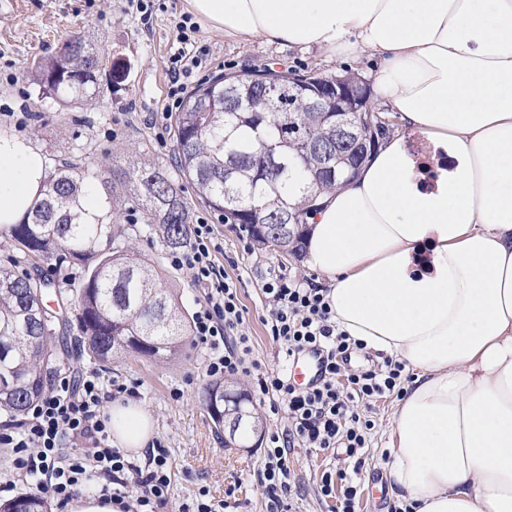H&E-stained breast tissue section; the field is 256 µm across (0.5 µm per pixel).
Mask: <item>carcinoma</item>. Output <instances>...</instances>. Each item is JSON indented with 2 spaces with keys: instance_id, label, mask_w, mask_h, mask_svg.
Returning <instances> with one entry per match:
<instances>
[{
  "instance_id": "1",
  "label": "carcinoma",
  "mask_w": 512,
  "mask_h": 512,
  "mask_svg": "<svg viewBox=\"0 0 512 512\" xmlns=\"http://www.w3.org/2000/svg\"><path fill=\"white\" fill-rule=\"evenodd\" d=\"M95 74L113 70L110 59L82 39L66 41L58 53L39 61L32 70L44 93L54 96L64 109L93 100L96 85L83 71ZM53 73L71 79L47 81ZM294 73L282 74L279 85L258 83L242 87V104L225 90V75L187 92L180 111L172 115L176 168L191 183L196 195L220 213L226 224L250 231L259 246L268 248L282 220L293 214L298 223L281 246L291 255L302 250L303 224L314 211L310 198L355 176L369 153L350 146L338 147L335 161L341 178H317L316 148L336 141V113L318 121L299 110L297 99L309 90L293 82ZM234 170L232 191H226L224 170ZM94 182L70 162L45 178L43 197L36 200L29 218L19 224H0V230L21 246L27 257L51 259L60 253L81 269L72 293L59 292L58 306L75 308L80 345L84 354L109 362L134 352L154 358L178 354L190 336L191 323L180 304L162 288L151 261L120 245L112 224V200L140 209L146 221L158 228L163 245L177 249L190 234L187 202L172 177L151 161L140 160L108 171L94 184L101 187L103 209L80 218V197ZM0 266V413L24 415L43 394L49 376L64 360L58 347V315L46 310L43 297L59 281ZM249 398L240 391L224 390L215 381L204 388L203 405L216 431L224 430V407L243 408ZM246 424L224 440L225 447L244 442L261 430V419L249 407ZM0 512H50L39 494L25 493L0 503Z\"/></svg>"
}]
</instances>
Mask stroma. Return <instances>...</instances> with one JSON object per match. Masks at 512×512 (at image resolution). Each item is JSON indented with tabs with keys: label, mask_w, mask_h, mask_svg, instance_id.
Segmentation results:
<instances>
[{
	"label": "stroma",
	"mask_w": 512,
	"mask_h": 512,
	"mask_svg": "<svg viewBox=\"0 0 512 512\" xmlns=\"http://www.w3.org/2000/svg\"><path fill=\"white\" fill-rule=\"evenodd\" d=\"M153 25L144 28L139 13L127 0H0V132L21 137L40 153L47 169L72 161L102 172L112 167L148 159L174 168L175 142L170 128L168 59L177 51V24L187 15L186 0H148ZM81 34L112 62L125 66L122 78L104 83L89 104L64 110L42 91L31 75L36 61L55 55L68 36ZM194 49L202 64L184 79L186 89L217 74L266 65L297 74H336L346 70L369 77L371 62L363 57L329 59L313 50L289 48L258 38L240 40L197 27ZM122 224L128 245L149 258L162 277L163 286L175 292L182 308L194 312L205 297L187 271L167 261L168 250L144 223L141 212L122 205L114 214ZM223 245L217 259L236 283L247 310L250 345L266 369L287 364L281 347L273 341L260 288L267 267L307 276L302 258L252 248L244 251L229 225L217 226ZM70 353L66 372H99L125 383L137 384L140 405L149 413L156 439L167 445L174 459L172 483L175 502L192 499L207 490L214 500L229 503L227 512H266V498L257 473L264 463V441L248 448H228L202 405L205 374L204 351L195 344L174 357L149 359L130 353L102 365L81 354L69 327ZM183 396H170L173 388ZM394 396L371 402L363 415L373 428L364 450V465L354 480L360 488V512H387L392 501L385 463L388 425ZM342 448H291L288 453L291 492L288 512H336V498L319 493L323 472L352 467Z\"/></svg>",
	"instance_id": "35a3bbf8"
}]
</instances>
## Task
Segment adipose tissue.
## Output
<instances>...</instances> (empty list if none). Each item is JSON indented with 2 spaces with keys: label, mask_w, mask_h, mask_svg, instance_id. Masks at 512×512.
Returning a JSON list of instances; mask_svg holds the SVG:
<instances>
[{
  "label": "adipose tissue",
  "mask_w": 512,
  "mask_h": 512,
  "mask_svg": "<svg viewBox=\"0 0 512 512\" xmlns=\"http://www.w3.org/2000/svg\"><path fill=\"white\" fill-rule=\"evenodd\" d=\"M187 5L228 37L373 59L371 87L400 127L320 197L304 264L339 330L414 374L389 420L400 504L512 512V0ZM45 176L24 140L0 134V224L26 217ZM111 423L134 454L152 440L133 400Z\"/></svg>",
  "instance_id": "obj_1"
}]
</instances>
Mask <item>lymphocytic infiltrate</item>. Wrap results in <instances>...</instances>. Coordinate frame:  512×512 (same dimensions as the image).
Returning <instances> with one entry per match:
<instances>
[{
  "mask_svg": "<svg viewBox=\"0 0 512 512\" xmlns=\"http://www.w3.org/2000/svg\"><path fill=\"white\" fill-rule=\"evenodd\" d=\"M177 30L180 47L169 58L170 95L175 99L183 89L182 76L200 64L190 49L194 26L183 20ZM220 250L213 224L200 216L187 245L170 251L168 261L188 271L193 282L207 290L192 316L193 341L206 354L207 376L251 377L260 398L268 400L270 412L284 414L288 420L287 428L268 435L264 465L258 473L268 499L267 512H284L289 448L297 444L319 449L340 446L353 455L366 448L372 425L361 418L357 406L394 393L405 366L388 359L377 368L344 374V365L361 344L337 328L326 288L315 279H299L270 267L260 288L269 309V334L289 355L319 348L322 379L301 390L284 371L263 369L252 356L238 288L216 261ZM342 375L347 378L343 385L338 382ZM123 395L137 397L136 386L98 372L77 381L68 375L57 376L48 393L31 406L24 422L16 430L0 433V444L14 451L0 476V493L14 491L21 481L48 494L59 512L85 489L119 512H168L173 468L169 448L153 441L141 464L112 444L105 405Z\"/></svg>",
  "mask_w": 512,
  "mask_h": 512,
  "instance_id": "f902f5d3",
  "label": "lymphocytic infiltrate"
}]
</instances>
